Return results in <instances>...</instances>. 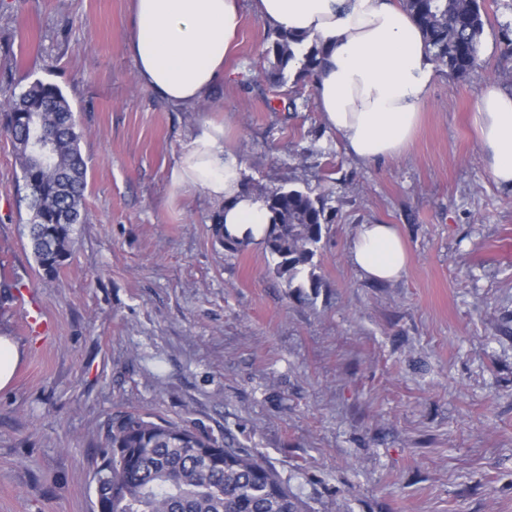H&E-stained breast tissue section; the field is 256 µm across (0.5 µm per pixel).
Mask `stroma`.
<instances>
[{"label": "stroma", "mask_w": 512, "mask_h": 512, "mask_svg": "<svg viewBox=\"0 0 512 512\" xmlns=\"http://www.w3.org/2000/svg\"><path fill=\"white\" fill-rule=\"evenodd\" d=\"M485 8L481 69L438 70L409 150L366 164L297 69L268 81L273 30L252 0L223 82L192 110L139 83L131 0H0V88L56 84L88 167V220L44 276L0 124V333L22 351L0 391V512H92L98 450L124 409L250 449L306 512H512V189L470 123L485 83L508 86L512 0ZM205 121L223 125L249 191L323 200L315 287L289 288L264 244L225 247L217 205L173 186ZM375 223L404 240L398 280L350 260ZM25 289L47 318L36 335L19 324Z\"/></svg>", "instance_id": "obj_1"}]
</instances>
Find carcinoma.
<instances>
[{
    "label": "carcinoma",
    "instance_id": "carcinoma-1",
    "mask_svg": "<svg viewBox=\"0 0 512 512\" xmlns=\"http://www.w3.org/2000/svg\"><path fill=\"white\" fill-rule=\"evenodd\" d=\"M415 19L437 66L458 79L481 67L488 15L484 0H401ZM304 38L275 31L270 51L283 70L299 59L302 76H317L322 49L301 53ZM4 119L27 191L29 243L38 267L54 275L71 255L74 225L87 220V165L82 130L61 89L35 80L22 93L3 96ZM50 146L34 155L27 146L31 124ZM270 217L264 240L278 258L276 273L293 285L307 268L329 223L324 203L310 193L280 187L260 196ZM97 512H302L275 469L245 448L168 420L120 411L112 416L94 486Z\"/></svg>",
    "mask_w": 512,
    "mask_h": 512
}]
</instances>
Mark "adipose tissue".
I'll return each mask as SVG.
<instances>
[{
    "label": "adipose tissue",
    "instance_id": "obj_1",
    "mask_svg": "<svg viewBox=\"0 0 512 512\" xmlns=\"http://www.w3.org/2000/svg\"><path fill=\"white\" fill-rule=\"evenodd\" d=\"M128 50L139 81L164 105L192 107L224 77L241 24L240 0H131ZM275 29L319 36L323 48L316 101L325 124L342 135L349 155L377 162L404 155L436 77L423 34L398 0H253ZM497 185L512 187V95L483 86L471 116ZM174 181L220 206L225 233L264 241L269 214L244 191L237 158L224 151L223 126H197L175 163ZM350 258L366 277L400 278L409 255L395 225H360Z\"/></svg>",
    "mask_w": 512,
    "mask_h": 512
}]
</instances>
